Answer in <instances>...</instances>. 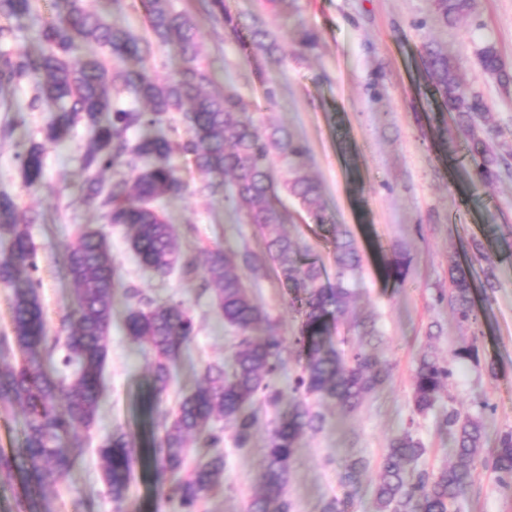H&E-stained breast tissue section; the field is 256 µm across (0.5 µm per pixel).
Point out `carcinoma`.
<instances>
[{
    "label": "carcinoma",
    "mask_w": 512,
    "mask_h": 512,
    "mask_svg": "<svg viewBox=\"0 0 512 512\" xmlns=\"http://www.w3.org/2000/svg\"><path fill=\"white\" fill-rule=\"evenodd\" d=\"M215 20L228 34L239 37L243 26L228 13L224 0H204ZM151 37L142 38L124 27L106 22L84 0H52L54 16L41 24L38 48L19 52L0 51V112H20L17 94L27 78L43 74L27 109L36 111L42 101L56 106L55 118L45 137L66 143L72 129L85 122L92 130L82 146L81 203L99 214L104 223L123 226L139 263L159 277L173 270L187 279L198 277L197 257L181 250L178 234L158 206L184 189L185 183L172 164L174 154L191 160L199 171L212 175L203 186L211 196L246 206V223L264 240L259 252L244 248L204 250L201 293L210 295L214 310L239 341L229 365L213 363L205 369L204 383L183 396L164 434L149 449L161 499L177 512H198V505L224 481V443L212 421L224 418L233 429L236 446L246 447L259 422L262 407H275L289 393L288 414L279 417L269 436L259 475V492L249 512H290L288 474L297 440L304 432H317L324 423L321 412L308 403L333 400L354 410L366 396L390 377V368L364 338L378 335L375 323L349 326L356 335L333 345V337L346 317L354 296L351 280L361 257L344 224H330L321 205L320 185L304 171L308 149L282 127L258 129L242 118L246 111L236 89L209 93L211 83L197 44L191 15L172 8L171 0H142ZM474 0H433L435 21L455 24L472 13ZM33 14V0H0V17L17 19ZM249 46L271 57L279 51L274 34L259 18L248 26ZM173 48L182 58L177 76L167 82L154 80L143 67L154 49ZM87 49L80 65L74 54ZM120 54L130 64L115 69L104 51ZM484 73L507 90L509 71L491 42L478 52ZM424 61L433 95L465 137L468 154L480 178L490 181L500 174L502 158L490 131L477 118L486 117L483 98L458 75L448 55L425 46ZM177 113L186 137L178 142L163 133L144 129L160 127L170 113ZM281 157L288 179L275 175L272 159ZM112 172V180L105 179ZM42 149L33 145L21 160L20 175L27 187L41 183ZM286 192L319 229L331 236L336 280L324 278L315 262L301 261L297 239L277 231L292 215L279 193ZM32 218H21L13 199L0 194V239L9 243L0 257V286L10 290L11 332L0 335V407L19 404L25 408L21 439L14 453L0 454V480L9 483L21 475L24 493L17 512H53L43 495L57 485L86 452L79 430L91 428L99 415L102 375L110 350L112 296L123 291L127 301L125 327L128 336L150 347V376L155 400L172 383V368L182 350L192 342L196 326L190 310L181 302L158 303L122 282L112 259L107 234L89 224L79 227L65 250V267L73 284L72 310L56 330H51L41 298L36 271L37 247L30 233ZM484 262V288H498L490 256L480 243L473 246L469 261L451 262L448 306L459 322L471 324L477 315L471 297L474 263ZM388 276L404 282V258L384 262ZM273 273L281 288L292 295L300 318L291 348L274 331L267 312L254 303L240 268ZM264 323L268 334L256 340L252 332ZM62 363L72 371L56 376L45 369L59 349ZM296 355L299 364L288 390L276 386L285 354ZM454 377L450 365L424 354L413 373L415 411L425 415L438 409L442 395ZM414 421L389 442L375 490L377 512H454L459 496L473 482V461L482 448L485 427L478 416L450 407L440 413L439 428L453 438L454 461L436 471L411 467L425 453L416 437ZM197 461L188 466L190 449ZM141 453L132 434L115 429L97 448L106 494L122 512L135 464ZM488 465L499 485L512 492V430L503 432Z\"/></svg>",
    "instance_id": "carcinoma-1"
}]
</instances>
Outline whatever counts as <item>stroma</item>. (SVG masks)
<instances>
[{"mask_svg":"<svg viewBox=\"0 0 512 512\" xmlns=\"http://www.w3.org/2000/svg\"><path fill=\"white\" fill-rule=\"evenodd\" d=\"M171 2L175 10L190 12L196 23L213 89L232 83L248 106L247 120L261 129L283 127L307 146L306 171L321 186L330 223L348 225L363 255L349 316L375 321L379 335L372 345L390 367L389 381L356 411L318 403L325 416L323 429L302 435L294 450L287 489L291 512H323L331 500L345 498L351 499L352 512H376L379 464L390 439L408 424L427 449L419 468L448 463L453 442L438 429L436 413L421 416L413 411V370L426 352L450 362L453 407L481 415L483 448H495L501 433L512 429V170L501 172L492 183L476 176L462 134L428 92L423 48L432 42L448 53L461 78L486 102L502 153L512 152V91L483 73L476 54L483 41H491L512 70V0H475L474 12L448 28L435 22L431 0H280L270 11L257 0H226L231 14L243 23L257 15L276 34L277 59L258 61L237 41L225 38L221 24L200 11L197 0ZM301 26L318 32L317 49L304 51L296 45L293 35ZM263 78L277 88L274 102L261 96ZM54 115L50 103L24 113L19 124L13 113L0 112V127L15 126L9 136L0 137V193L12 196L20 215L36 218L31 234L38 248L41 296L53 327L71 309L65 246L79 226L100 222L79 200L80 148L91 130L77 126L70 141L53 144L44 131ZM35 144L41 146L44 161V183L36 189L26 187L19 173L22 157ZM173 163L186 189L165 204L164 214L176 226L182 248L261 249L263 240L245 223L243 209L225 207L223 200L203 192L207 175L185 158L174 157ZM284 229L300 242L303 261L322 263L327 277H334L328 233L302 214ZM109 239L125 281L154 299L183 301L199 331L172 369L168 395L157 410L146 411L151 354L146 344L127 337L126 301L114 294L102 405L87 433L92 447L48 497L54 512H73L72 503L79 499L90 501L91 512H170L145 460L136 467L128 500L115 508L105 493L94 447L120 427L135 432L145 444L161 435V411L193 391L208 364L225 360L235 335L211 311L197 282L176 272L161 279L142 271L122 229H112ZM477 241L493 261L498 286L484 294L483 274L474 271L478 320L465 325L442 294L448 288L449 262L462 259ZM379 247L387 257H407L405 283L381 272L374 256ZM242 276L278 335L291 339L299 320L290 296L272 275L257 277L246 270ZM472 341L480 346L478 361L453 359L455 349ZM488 359L496 364V376L484 370ZM484 400L489 403L485 409L480 406ZM287 409L283 403L262 414L246 448L236 447L232 429L215 421V428L224 431V482L200 512H247L258 491L272 422ZM357 458L367 468L350 486L342 478L343 466ZM474 473L457 512H512V495L502 491L482 459H475Z\"/></svg>","mask_w":512,"mask_h":512,"instance_id":"1","label":"stroma"}]
</instances>
